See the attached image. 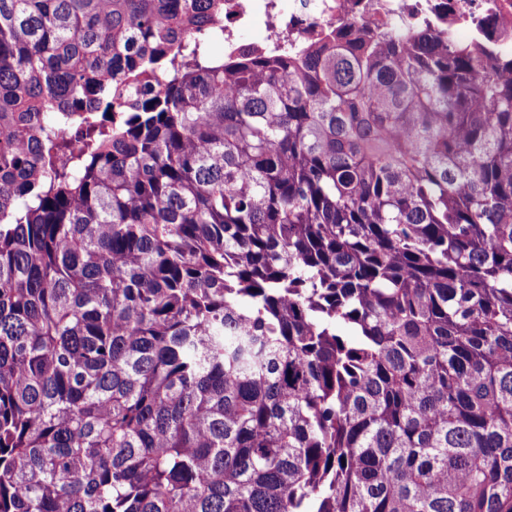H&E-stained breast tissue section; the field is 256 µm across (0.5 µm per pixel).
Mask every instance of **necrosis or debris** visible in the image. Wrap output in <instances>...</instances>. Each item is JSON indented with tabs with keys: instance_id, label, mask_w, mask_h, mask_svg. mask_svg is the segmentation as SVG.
I'll list each match as a JSON object with an SVG mask.
<instances>
[{
	"instance_id": "4bbe7bcc",
	"label": "necrosis or debris",
	"mask_w": 512,
	"mask_h": 512,
	"mask_svg": "<svg viewBox=\"0 0 512 512\" xmlns=\"http://www.w3.org/2000/svg\"><path fill=\"white\" fill-rule=\"evenodd\" d=\"M446 20L457 40L496 51L512 46V0H224V30L202 31L225 52L256 44L274 51L354 22L400 27ZM259 32L249 41L251 32Z\"/></svg>"
}]
</instances>
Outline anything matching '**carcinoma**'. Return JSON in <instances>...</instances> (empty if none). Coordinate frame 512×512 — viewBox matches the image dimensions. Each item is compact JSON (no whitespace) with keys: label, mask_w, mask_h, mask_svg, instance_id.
Instances as JSON below:
<instances>
[{"label":"carcinoma","mask_w":512,"mask_h":512,"mask_svg":"<svg viewBox=\"0 0 512 512\" xmlns=\"http://www.w3.org/2000/svg\"><path fill=\"white\" fill-rule=\"evenodd\" d=\"M209 26L0 0V512H512V51Z\"/></svg>","instance_id":"carcinoma-1"}]
</instances>
